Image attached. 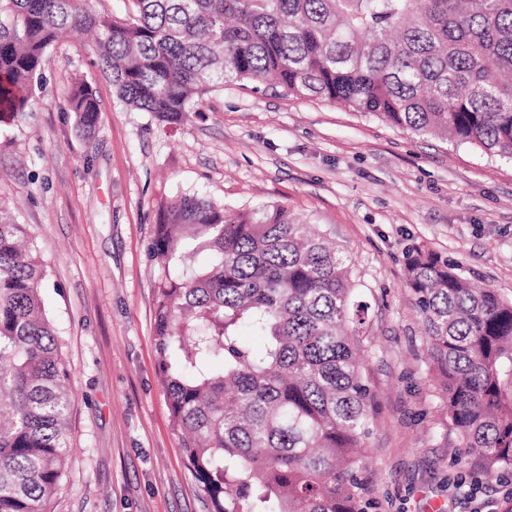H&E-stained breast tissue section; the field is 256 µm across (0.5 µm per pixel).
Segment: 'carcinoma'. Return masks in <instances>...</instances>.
Instances as JSON below:
<instances>
[{
    "mask_svg": "<svg viewBox=\"0 0 512 512\" xmlns=\"http://www.w3.org/2000/svg\"><path fill=\"white\" fill-rule=\"evenodd\" d=\"M68 31L93 33L120 100L161 122L249 81L512 161V0H132L124 19L0 0V112L25 110ZM69 105L93 134V88ZM25 238L0 219V512H45L68 458L69 372ZM150 257L158 371L212 512H367L368 306L349 256L285 206L185 194L161 205ZM405 269L461 447L490 478L512 471V301L419 247Z\"/></svg>",
    "mask_w": 512,
    "mask_h": 512,
    "instance_id": "obj_1",
    "label": "carcinoma"
}]
</instances>
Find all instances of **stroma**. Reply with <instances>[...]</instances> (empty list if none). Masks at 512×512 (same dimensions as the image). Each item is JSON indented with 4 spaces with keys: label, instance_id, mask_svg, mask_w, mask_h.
<instances>
[{
    "label": "stroma",
    "instance_id": "35a3bbf8",
    "mask_svg": "<svg viewBox=\"0 0 512 512\" xmlns=\"http://www.w3.org/2000/svg\"><path fill=\"white\" fill-rule=\"evenodd\" d=\"M49 58L25 112L0 114V208L45 266L70 373L68 465L46 512H209L154 340L148 245L160 203L185 193L288 206L347 252L370 305L372 512H453L460 479L482 471L443 411L405 256L431 251L512 300V163L260 84L224 85L167 125L124 105L85 36ZM81 80L101 109L89 137L67 105Z\"/></svg>",
    "mask_w": 512,
    "mask_h": 512
}]
</instances>
